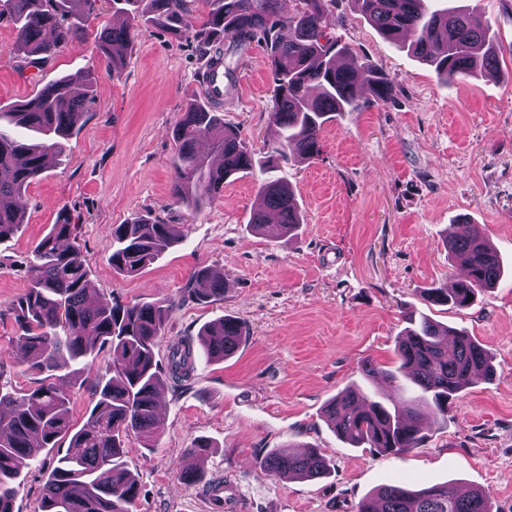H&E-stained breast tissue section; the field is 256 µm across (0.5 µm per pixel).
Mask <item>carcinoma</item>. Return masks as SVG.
<instances>
[{
	"mask_svg": "<svg viewBox=\"0 0 512 512\" xmlns=\"http://www.w3.org/2000/svg\"><path fill=\"white\" fill-rule=\"evenodd\" d=\"M94 0H0L17 31L13 51L24 67L39 69L61 48L84 33V16L75 4ZM191 0H112L127 15L121 27L104 28L97 49L112 70L121 69L138 29L152 26L175 40L183 38L180 21ZM207 11L198 38L207 48V66L221 65L256 41L271 68V118L280 129L277 141L257 157L234 126L224 123L209 91L193 100L173 129L174 197L200 205L224 192V181L258 169L256 203L248 226L270 241L295 234L304 223L293 190L267 173L282 160L304 163L322 153L324 126L346 112L362 111L357 95L359 71L373 101L387 102L393 86L382 69L359 62L346 44L328 32L333 0H204ZM386 43L407 48L435 70L442 84L490 73L499 55H512V44L498 42L491 19L477 6L433 8L434 0H352ZM94 73L62 77L8 112H0V239L18 233L24 212L19 200L46 170L51 155L64 153L93 100ZM180 238L174 224L148 216L112 228V269L136 277L161 259ZM448 255L466 273L450 290H422L433 305L464 308L467 298L500 281L502 262L479 226L448 239ZM89 279L77 242L76 225L66 211L31 251L27 288L16 306L15 364L41 375L25 393L0 387V512H14L18 478L28 461L69 436L78 452L56 459L43 487L39 512H132L138 481L123 460L124 441L141 439L145 447L160 432L158 392L166 381L184 386L195 370L198 353L211 361L232 356L246 338V328L227 314L204 326L196 337L172 342L166 362L158 359L171 300L121 303L104 296L88 302ZM184 292L200 304L224 296V280L200 266ZM395 342L396 366L367 362L363 376L376 382L412 384L404 402L385 403L361 386L349 387L327 404L324 415L336 435L355 448L402 455L427 439L422 418L448 421L458 394L493 380L492 356L462 330L443 327L424 313L408 311ZM109 348L112 376L94 385L95 404L85 424L72 431V396L57 372ZM260 465L280 477L317 479L330 473L329 461L315 448H277ZM358 512H493L483 490L461 491L453 480L411 490L400 484L379 487Z\"/></svg>",
	"mask_w": 512,
	"mask_h": 512,
	"instance_id": "1",
	"label": "carcinoma"
}]
</instances>
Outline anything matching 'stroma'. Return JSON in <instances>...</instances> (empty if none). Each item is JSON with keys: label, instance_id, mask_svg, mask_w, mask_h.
Segmentation results:
<instances>
[{"label": "stroma", "instance_id": "35a3bbf8", "mask_svg": "<svg viewBox=\"0 0 512 512\" xmlns=\"http://www.w3.org/2000/svg\"><path fill=\"white\" fill-rule=\"evenodd\" d=\"M206 11L191 0L187 39L143 27L124 66L100 64L95 35L120 23L112 0H97L84 36L39 70L0 61V110L62 76L93 70V103L58 163L22 196L25 222L0 242V380L37 386L38 375L10 362L15 307L27 284L36 242L67 210L77 224L93 289L123 302L178 298L165 342L196 335L230 314L248 335L230 358L199 365L189 386L165 384L160 436L147 448L125 441L124 459L141 492L133 512H210L208 480L226 479L235 512H357L385 483L417 485L458 479L481 489L493 512H512V288L480 291L463 309L430 306L422 289L463 276L446 239L460 216L480 225L512 279V59L499 70L442 87L431 66L383 42L352 0H337L335 35L361 61L382 68L394 87L384 103L367 102L322 131L318 159L281 162L304 215L297 234L276 243L251 233L258 178L235 175L224 192L193 210L175 202L172 130L189 101L201 96L204 49L197 38ZM224 79V121L255 149L272 142V76L262 44L252 43ZM149 215L179 226L183 238L140 276L116 273L109 261L112 228ZM224 276L221 300L200 304L181 292L196 267ZM416 310L465 329L494 357L496 377L461 393L452 418L426 420V442L403 454L354 448L324 419L328 402L361 383L371 360L391 365L403 314ZM108 349L92 372L72 376L73 422L94 404L92 384L104 374ZM211 448L205 479L182 478ZM287 445L313 446L332 462L316 480L282 479L259 458ZM68 440L25 468L15 512H39L53 460Z\"/></svg>", "mask_w": 512, "mask_h": 512}]
</instances>
